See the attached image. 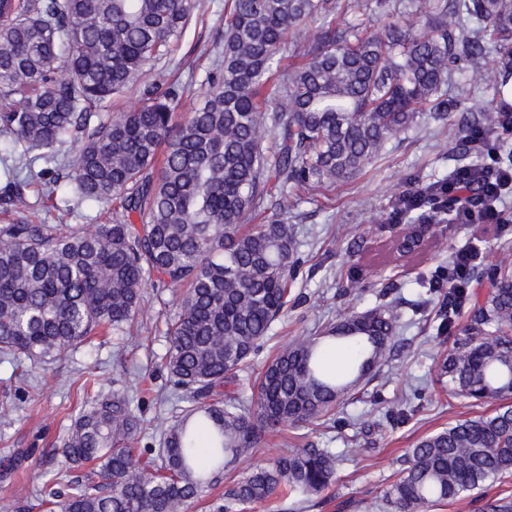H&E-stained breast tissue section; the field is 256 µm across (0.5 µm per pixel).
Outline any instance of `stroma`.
<instances>
[{"label":"stroma","instance_id":"1","mask_svg":"<svg viewBox=\"0 0 512 512\" xmlns=\"http://www.w3.org/2000/svg\"><path fill=\"white\" fill-rule=\"evenodd\" d=\"M223 30L224 0H199L181 49L148 72V80L168 78L180 86V115H187L206 91L208 62L201 54L213 48ZM496 84L493 67L477 77L470 63L453 66L446 119L433 112L419 113L364 171L316 200L298 199L289 210L288 220L296 224L302 240L304 264L296 288L304 300L276 323V343L315 335L344 313L362 312L384 300L403 313L399 350L377 376L345 396L336 408L337 425L277 427L256 455L225 473L216 492L224 494L249 468L301 438L336 452L337 481L332 489L301 505L282 500L274 508L252 504L244 512H386L382 496L408 448L456 420L493 410V403L471 406L448 395L436 381L435 362L452 347L453 339L437 333L436 305L419 307L416 279L446 264L464 247L476 251L481 262L497 259L505 243H512V227L500 232L452 215L433 225L421 253L396 261L390 258L387 229L400 198L465 165L461 150L469 130L458 119L480 106L505 105ZM28 198L34 208L13 211L12 219L88 226L112 219L111 207L75 203L73 194L62 188L51 196L45 186L35 185ZM390 279L397 281V289L380 298ZM143 296L133 338L123 353H115L111 336L100 335L24 373L0 360V497L16 499L23 512L50 510L46 485L65 469L59 444L87 399L81 389L84 380H92L106 395L114 382L131 384L145 434H152L166 417L170 389L163 367L165 319L176 312L177 304L171 292L156 294L149 284ZM401 397L407 400V419L377 429V421Z\"/></svg>","mask_w":512,"mask_h":512}]
</instances>
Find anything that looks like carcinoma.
I'll use <instances>...</instances> for the list:
<instances>
[{"label":"carcinoma","instance_id":"cac0c4a2","mask_svg":"<svg viewBox=\"0 0 512 512\" xmlns=\"http://www.w3.org/2000/svg\"><path fill=\"white\" fill-rule=\"evenodd\" d=\"M196 0H0V134L27 176L5 172L0 204L27 208L36 179L66 182L91 205L112 204V222L0 225V358L45 361L103 329L127 346L142 288H182L167 320L164 355L177 396L135 453L142 424L128 388L80 412L61 454L92 471L50 488L58 512H187L224 471L249 458L269 429L331 422L337 403L395 348L402 313L392 305L347 313L281 344L258 376L252 366L288 310L303 261L291 199L362 172L417 114L448 111V69L490 63L498 46L500 90L512 81V0H410L367 29L365 0H224V34L212 50L208 90L177 120L178 85L144 81L179 50ZM316 25L294 47L288 33ZM418 27L432 32L415 33ZM137 89L135 105L98 112ZM493 137L503 114L484 110ZM78 145L70 170L52 166L56 146ZM42 161L46 167L34 171ZM437 180L397 205L443 221L456 201ZM263 215L259 224L246 220ZM484 300L466 286L447 293L437 329L470 323L438 367V383L492 413L457 420L409 449L386 488L391 512H425L512 476V269L487 263ZM347 350L346 373L322 358ZM336 453L296 445L252 467L217 504L292 497L303 503L336 481ZM479 512H512V497L478 499Z\"/></svg>","mask_w":512,"mask_h":512}]
</instances>
